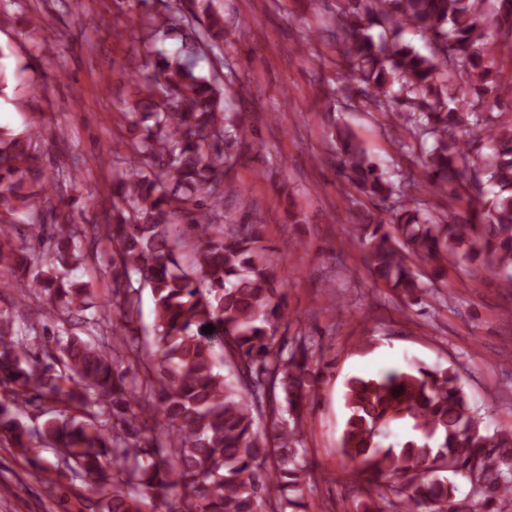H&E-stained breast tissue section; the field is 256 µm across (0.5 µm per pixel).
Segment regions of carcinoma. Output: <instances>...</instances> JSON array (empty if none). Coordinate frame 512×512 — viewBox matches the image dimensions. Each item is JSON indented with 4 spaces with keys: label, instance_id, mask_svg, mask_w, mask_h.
Listing matches in <instances>:
<instances>
[{
    "label": "carcinoma",
    "instance_id": "obj_1",
    "mask_svg": "<svg viewBox=\"0 0 512 512\" xmlns=\"http://www.w3.org/2000/svg\"><path fill=\"white\" fill-rule=\"evenodd\" d=\"M136 7L139 78L125 113L135 137L112 161V222L91 226L112 242V315L93 311L92 289L64 282L90 258L87 229L33 216L76 181L70 169L49 178L40 166L38 145L61 132L0 128V266L21 271L13 288L22 294L0 308V443L59 449L66 472L98 495V512H304L302 410L315 399V351L301 336L284 353V277L265 257L264 225L224 217L225 200L241 195L233 170L247 139L227 112L242 85L213 66L224 64V13L212 0ZM407 28L428 53L402 41ZM490 30L512 41V0H341L327 29L344 74L331 95L412 135L397 185L348 126L332 129L340 174L388 206V218L362 214L356 224L367 269L409 300L429 291L423 262L438 280L460 258L512 280V120L481 108L493 94L512 112V81L491 78ZM422 181L467 201L462 218L419 209L412 192ZM145 288L154 302L147 348L135 327ZM31 293L55 321L44 366L30 349L35 325L13 330L12 310ZM36 399L59 407L31 430L20 413ZM344 400L339 453L358 463L349 472L361 490L356 512H385L383 503L512 512V430L481 432L456 371L414 364L353 376ZM397 421L411 432L393 441ZM449 471L469 484L465 497Z\"/></svg>",
    "mask_w": 512,
    "mask_h": 512
}]
</instances>
